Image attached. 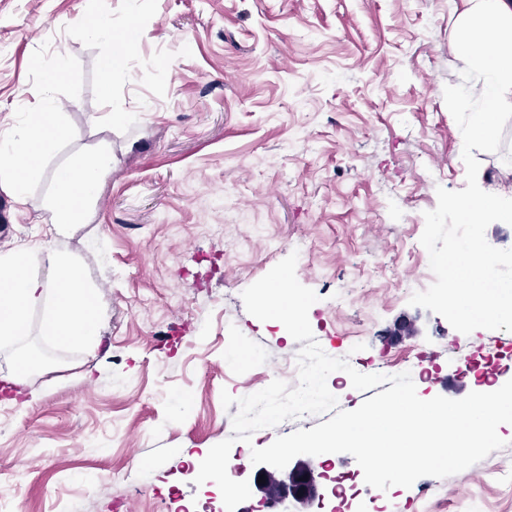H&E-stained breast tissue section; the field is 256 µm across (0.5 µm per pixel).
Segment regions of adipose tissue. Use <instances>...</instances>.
<instances>
[{"label":"adipose tissue","instance_id":"ef3b65f1","mask_svg":"<svg viewBox=\"0 0 512 512\" xmlns=\"http://www.w3.org/2000/svg\"><path fill=\"white\" fill-rule=\"evenodd\" d=\"M79 31L108 38L110 52L101 67V81L110 85L116 63L133 49L128 37L114 36L101 15L83 19ZM452 39L468 80L455 91L457 104L448 117L461 146L468 149L479 140L493 139L495 119L512 112V0H459L453 14ZM69 136V128L50 105L29 113L18 137L0 146V188L8 190L17 203L26 204L32 178ZM111 165V155L101 153L79 167L57 171L49 207L56 240L42 251L48 278L31 273L33 257L29 250L0 252V341L27 335L35 309L42 312L44 334L58 345L86 346L99 337L104 307L59 241L69 236L101 175ZM456 207L469 224L478 226L494 220L512 223V188L464 196Z\"/></svg>","mask_w":512,"mask_h":512}]
</instances>
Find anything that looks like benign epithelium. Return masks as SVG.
<instances>
[{
    "label": "benign epithelium",
    "mask_w": 512,
    "mask_h": 512,
    "mask_svg": "<svg viewBox=\"0 0 512 512\" xmlns=\"http://www.w3.org/2000/svg\"><path fill=\"white\" fill-rule=\"evenodd\" d=\"M257 474L265 475L266 483L260 487L264 498L277 503L291 498L294 501L293 512H301L317 496V479L321 477V474L302 462L289 464L283 470L263 464ZM303 476L308 477V480H301Z\"/></svg>",
    "instance_id": "benign-epithelium-1"
}]
</instances>
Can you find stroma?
<instances>
[{
	"instance_id": "1",
	"label": "stroma",
	"mask_w": 512,
	"mask_h": 512,
	"mask_svg": "<svg viewBox=\"0 0 512 512\" xmlns=\"http://www.w3.org/2000/svg\"><path fill=\"white\" fill-rule=\"evenodd\" d=\"M453 0H0V137L42 102L69 138L18 205L0 189V252L51 241L44 205L58 168L99 151L112 170L62 242L105 315L94 347L42 336L0 344V376L22 354L28 404L0 401V512H178L205 486L181 476L190 456L232 439L222 392L290 381L300 349L243 291L290 254L326 354L359 352L420 398L460 399L458 358L495 353L512 332L465 335L409 305L422 263L413 246L437 188L465 186L448 93L464 81L451 37ZM105 15L136 29L133 52L101 83L109 53L77 22ZM65 61L53 86L44 74ZM478 183H512V120L499 152H477ZM174 332L176 340L160 345ZM430 353L428 368L417 355ZM506 447L419 486L387 512H512Z\"/></svg>"
}]
</instances>
